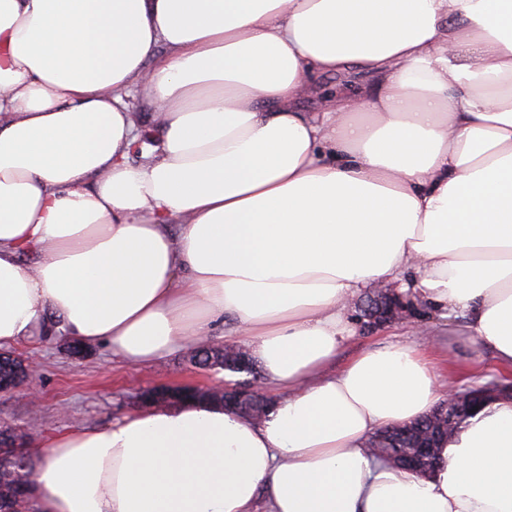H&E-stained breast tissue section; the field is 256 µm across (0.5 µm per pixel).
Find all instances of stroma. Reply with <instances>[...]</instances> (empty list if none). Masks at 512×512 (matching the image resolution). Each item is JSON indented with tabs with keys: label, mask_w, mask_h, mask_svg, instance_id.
Masks as SVG:
<instances>
[{
	"label": "stroma",
	"mask_w": 512,
	"mask_h": 512,
	"mask_svg": "<svg viewBox=\"0 0 512 512\" xmlns=\"http://www.w3.org/2000/svg\"><path fill=\"white\" fill-rule=\"evenodd\" d=\"M368 82L364 75L352 80L335 74L315 76L310 92L299 99L298 106L306 112L320 111L328 97L343 96L353 84ZM350 317L357 327L338 354L337 366H344L362 351L392 342L420 343L421 333L430 331L450 356L448 364L439 369L443 385L458 390L464 382H487L498 375L493 351L486 348L474 354L469 337L458 329V318H441L431 307L421 306L410 322H392L371 331L359 326V309H351ZM69 345L66 338L49 343L36 338L12 349L29 365L31 374L16 389L0 392V430L26 433L25 446L35 458L41 457L51 437L77 426H103L142 409L139 395L143 389L185 384L206 387L228 377L221 370L196 368L186 350L154 364L131 367L104 346H88L74 356Z\"/></svg>",
	"instance_id": "1"
}]
</instances>
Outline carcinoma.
<instances>
[{
	"mask_svg": "<svg viewBox=\"0 0 512 512\" xmlns=\"http://www.w3.org/2000/svg\"><path fill=\"white\" fill-rule=\"evenodd\" d=\"M24 377L22 361L10 353H0V385H16ZM447 435L445 419L432 412L409 425L383 431L371 439L369 447L377 458L405 469L422 442L427 440L433 446ZM34 468L31 455L18 450L17 437L1 431L0 512H18L20 503L30 500L33 491L28 477Z\"/></svg>",
	"mask_w": 512,
	"mask_h": 512,
	"instance_id": "1",
	"label": "carcinoma"
}]
</instances>
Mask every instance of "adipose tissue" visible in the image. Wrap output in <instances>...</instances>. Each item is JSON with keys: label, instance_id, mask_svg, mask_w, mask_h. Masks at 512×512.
Segmentation results:
<instances>
[{"label": "adipose tissue", "instance_id": "1", "mask_svg": "<svg viewBox=\"0 0 512 512\" xmlns=\"http://www.w3.org/2000/svg\"><path fill=\"white\" fill-rule=\"evenodd\" d=\"M354 70L371 84L297 108ZM380 282L512 370V0H0V347L146 365L219 329L276 404L73 428L40 512H512V398L430 477L371 454L441 396L429 338L332 371ZM370 81L371 79L365 75L350 78L335 74L316 75L311 81L310 92L298 100V107L305 112H318L328 97H340L349 93L353 87L352 83L367 85Z\"/></svg>", "mask_w": 512, "mask_h": 512}]
</instances>
